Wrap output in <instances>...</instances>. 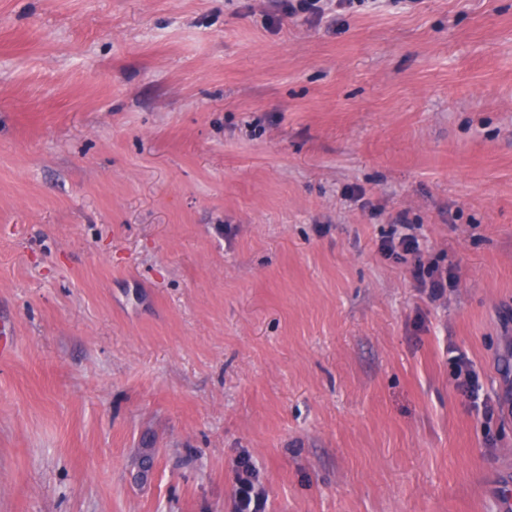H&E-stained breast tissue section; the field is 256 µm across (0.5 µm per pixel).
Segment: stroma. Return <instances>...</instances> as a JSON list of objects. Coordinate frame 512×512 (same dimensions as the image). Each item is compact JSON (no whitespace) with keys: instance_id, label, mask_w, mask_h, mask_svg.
<instances>
[{"instance_id":"obj_1","label":"stroma","mask_w":512,"mask_h":512,"mask_svg":"<svg viewBox=\"0 0 512 512\" xmlns=\"http://www.w3.org/2000/svg\"><path fill=\"white\" fill-rule=\"evenodd\" d=\"M299 2L0 0V512L512 499V0ZM381 250L388 255H413L419 253L420 244L413 234H401L397 239H390L382 244ZM412 275L420 288H429L432 297L439 296L444 288H448V274L444 277L435 267H425L419 259H415ZM451 362L455 367L457 377L459 378L463 374V380L458 385L461 393L472 402H476L478 395L473 382L474 371L472 362L461 353L453 356ZM255 475L252 469L244 466L242 473L238 475V497L237 512H258L263 506L262 498L259 493L253 495Z\"/></svg>"}]
</instances>
